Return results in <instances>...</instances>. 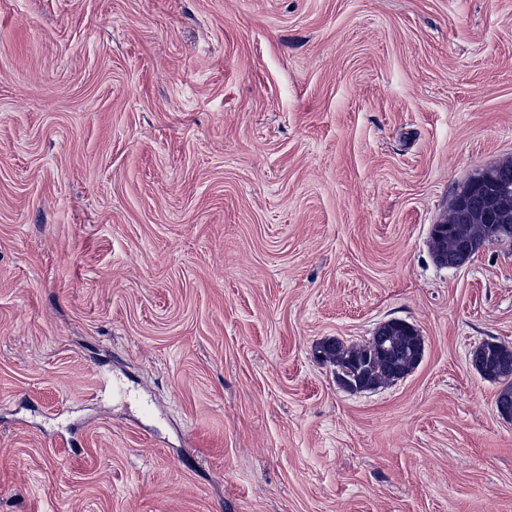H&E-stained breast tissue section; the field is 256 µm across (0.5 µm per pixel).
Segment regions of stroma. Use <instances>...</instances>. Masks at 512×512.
<instances>
[{
    "mask_svg": "<svg viewBox=\"0 0 512 512\" xmlns=\"http://www.w3.org/2000/svg\"><path fill=\"white\" fill-rule=\"evenodd\" d=\"M506 159L512 0H0V512H512V243L430 246ZM415 336L399 332L393 337V357L398 368L407 370L409 373L417 366L414 364L412 347ZM320 352L323 360L336 367V372L356 382H368L374 387L393 383V372L386 360L370 355L367 344L347 345L339 339L324 341ZM478 367L475 370L491 381H505L512 377V346L496 340L479 344Z\"/></svg>",
    "mask_w": 512,
    "mask_h": 512,
    "instance_id": "obj_1",
    "label": "stroma"
}]
</instances>
